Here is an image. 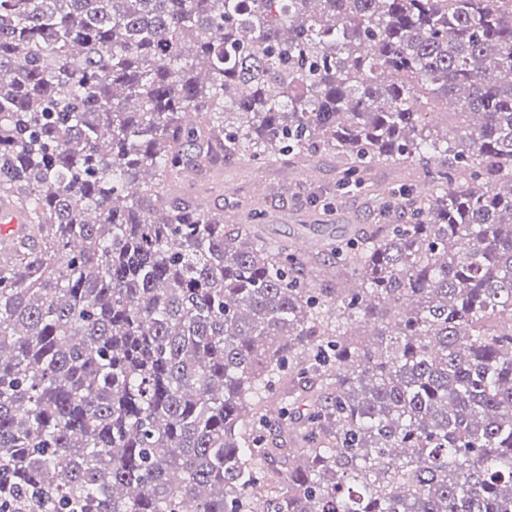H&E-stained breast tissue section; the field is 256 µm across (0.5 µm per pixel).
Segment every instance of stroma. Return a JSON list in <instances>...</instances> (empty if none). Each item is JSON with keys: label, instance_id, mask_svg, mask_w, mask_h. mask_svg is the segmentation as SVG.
<instances>
[{"label": "stroma", "instance_id": "stroma-1", "mask_svg": "<svg viewBox=\"0 0 512 512\" xmlns=\"http://www.w3.org/2000/svg\"><path fill=\"white\" fill-rule=\"evenodd\" d=\"M312 164L319 178L308 183L299 174L259 166L245 157L224 162L205 183L206 204L220 209L233 198L257 203L265 214L258 228L263 241L289 245L303 237L310 249L327 248L339 236L370 223L371 214L360 190L344 193L340 206L330 212L311 204L310 196L335 193L338 181L335 158L319 155Z\"/></svg>", "mask_w": 512, "mask_h": 512}]
</instances>
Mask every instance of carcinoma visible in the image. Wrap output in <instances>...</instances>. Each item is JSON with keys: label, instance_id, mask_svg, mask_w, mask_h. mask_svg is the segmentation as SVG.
<instances>
[{"label": "carcinoma", "instance_id": "cac0c4a2", "mask_svg": "<svg viewBox=\"0 0 512 512\" xmlns=\"http://www.w3.org/2000/svg\"><path fill=\"white\" fill-rule=\"evenodd\" d=\"M2 70L0 512H512V0H0ZM319 153L329 256L167 189ZM0 229L2 234H8L3 224H8L9 231H13L16 238L26 235L25 224L27 223L26 214L13 201L0 198Z\"/></svg>", "mask_w": 512, "mask_h": 512}]
</instances>
